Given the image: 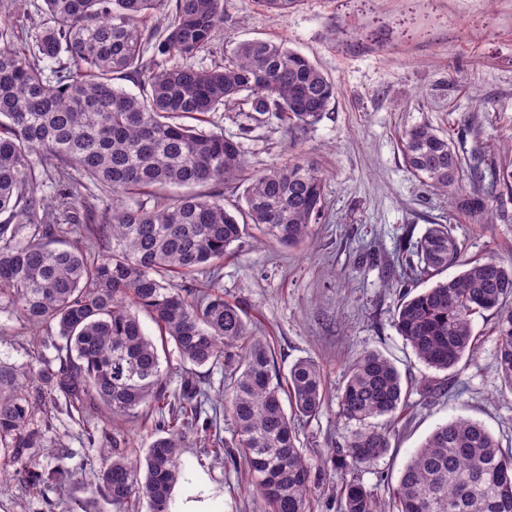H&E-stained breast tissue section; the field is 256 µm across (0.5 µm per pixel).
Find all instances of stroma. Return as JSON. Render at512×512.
<instances>
[{
  "instance_id": "obj_1",
  "label": "stroma",
  "mask_w": 512,
  "mask_h": 512,
  "mask_svg": "<svg viewBox=\"0 0 512 512\" xmlns=\"http://www.w3.org/2000/svg\"><path fill=\"white\" fill-rule=\"evenodd\" d=\"M285 42L311 59L336 85L322 118L291 128L271 115L252 120L229 108L210 117V128L239 142L248 169L259 172L303 158L324 176L322 216L313 238L296 248L245 238L223 262L224 296L238 303L255 334L274 349L280 377L300 359L317 363L326 394L318 415L297 423L300 448L311 465L310 512H339L342 486L357 481L388 502L411 453L439 424L453 418L481 422L503 447L512 446V392L496 370L494 317L473 315L479 338L472 357L453 371L420 363L393 323L409 279L401 242L420 239L433 224L451 225L469 259L512 255V197L489 221L455 213L448 194L406 168L398 136L427 124L470 155L512 166V0H299L288 15L268 13L254 0H224V34L217 50L241 42ZM38 338L15 314L0 312V360L25 363ZM380 353L410 383L408 407L387 430L386 455L358 471L329 464L346 447L356 422L343 417L339 397L349 364ZM168 392L192 373L210 394L228 389L223 366L189 367L174 347L161 354ZM121 432L126 450L147 448L160 413L108 418L78 415L57 397L41 445L40 469L58 464L82 469L84 489L49 484L33 494L0 476V512H80L92 498L103 420ZM70 449L58 460V448ZM180 488L201 485L224 512H269L249 490L245 464L217 459L195 438L181 454Z\"/></svg>"
}]
</instances>
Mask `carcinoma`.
<instances>
[{
	"instance_id": "1",
	"label": "carcinoma",
	"mask_w": 512,
	"mask_h": 512,
	"mask_svg": "<svg viewBox=\"0 0 512 512\" xmlns=\"http://www.w3.org/2000/svg\"><path fill=\"white\" fill-rule=\"evenodd\" d=\"M286 16L298 0H254ZM32 41L10 39L0 25V310L29 326L56 329L50 360H0V474L12 470L36 493L49 481L83 484L63 465L45 472L30 450L38 422L61 394L70 411L97 405L115 416L168 409L164 435L144 455L101 449L96 493L112 512H170L183 477L180 449L188 433L211 442L216 458L239 455L251 491L271 512H307L311 466L297 445L295 422L316 415L324 375L302 359L280 381L267 340L252 334L241 308L224 299L222 263L247 226L282 247L312 238L322 213L323 177L304 159L247 172L238 142L202 124L246 95L250 111L316 123L335 84L305 55L283 43L252 41L202 67L199 56L224 29V0H43ZM131 82L139 93L127 92ZM192 123H187V120ZM407 169L443 192L458 183L459 151L427 124L400 134ZM488 183L451 198L458 212L483 219L512 168L485 164ZM483 169V170H485ZM483 170L475 168L478 179ZM246 183L244 205L224 206V185ZM92 233L105 249L57 246L59 237ZM417 275L437 278L404 294L394 326L417 360L438 371L474 351L472 315H495L496 370L512 391V259L464 258L450 225L433 224L413 244ZM459 267L453 276L448 269ZM196 366L226 363L231 386L224 413L236 425L227 443L201 418L208 390L192 377L167 394L158 348L140 314ZM58 365H53V362ZM290 410H285L282 397ZM405 403L401 373L384 355L366 352L348 368L342 415L360 428L332 453L356 471L385 455L386 434L369 420L394 416ZM341 512H512V448L480 422L451 419L407 462L383 506L355 482L345 484Z\"/></svg>"
}]
</instances>
